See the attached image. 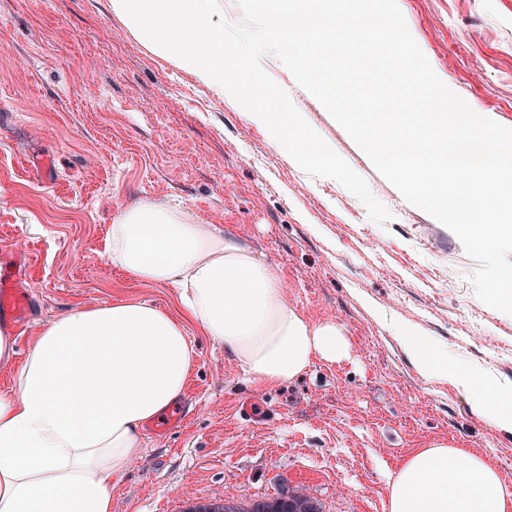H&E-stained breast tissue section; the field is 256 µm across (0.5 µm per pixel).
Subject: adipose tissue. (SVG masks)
Segmentation results:
<instances>
[{"label":"adipose tissue","instance_id":"adipose-tissue-1","mask_svg":"<svg viewBox=\"0 0 512 512\" xmlns=\"http://www.w3.org/2000/svg\"><path fill=\"white\" fill-rule=\"evenodd\" d=\"M110 265L136 282L174 289L178 312L120 299L45 322L24 358L0 325V512H112V481L143 455L146 426L181 399L196 365L186 326L221 344L260 388L302 376L313 360L347 359L335 323H314L288 303L279 271L223 228L179 205L120 207L106 235ZM418 373L460 378L473 403L512 431L497 385L457 374L414 328L400 333ZM387 512H512L498 471L445 445L413 452L388 489Z\"/></svg>","mask_w":512,"mask_h":512}]
</instances>
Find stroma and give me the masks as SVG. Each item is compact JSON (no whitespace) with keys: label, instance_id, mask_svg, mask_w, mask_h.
<instances>
[{"label":"stroma","instance_id":"1","mask_svg":"<svg viewBox=\"0 0 512 512\" xmlns=\"http://www.w3.org/2000/svg\"><path fill=\"white\" fill-rule=\"evenodd\" d=\"M435 74L512 128V0H397ZM261 66L392 213L378 224L339 182L307 174L231 95L156 56L104 0H0V280L24 288L27 321L0 311L25 355L38 328L80 307L173 289L103 258L119 205L178 203L263 253L290 304L351 341L297 380L250 384L222 345L190 328L185 395L148 424L145 453L112 486V512H186L228 493L299 486L323 512H385L391 479L434 444L478 454L512 494V434L466 389L418 374L404 327L449 366L512 384V315L481 302L478 262L407 202L274 55Z\"/></svg>","mask_w":512,"mask_h":512}]
</instances>
